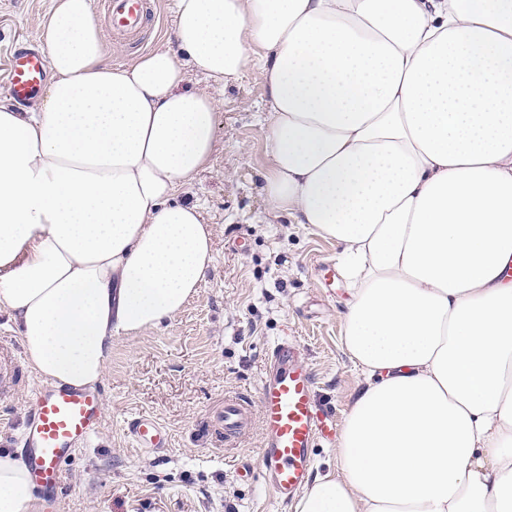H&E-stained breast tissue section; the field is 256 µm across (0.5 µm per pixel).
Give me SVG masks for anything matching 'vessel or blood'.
<instances>
[{
	"mask_svg": "<svg viewBox=\"0 0 512 512\" xmlns=\"http://www.w3.org/2000/svg\"><path fill=\"white\" fill-rule=\"evenodd\" d=\"M112 32L129 43L140 40L148 23L146 0H104ZM7 86L17 102L28 103L41 91L48 61L35 46L12 49L7 59ZM106 418L102 393L43 382L25 412L21 446L35 486L36 512H55L63 489V469L73 452L100 434ZM335 416L316 398L309 363L295 337H281L268 369L262 374L257 403L228 396L214 415L224 430V445L236 447L252 430H259L260 470L281 504H289L309 483L313 450L327 438ZM129 434L137 448L169 447L170 436L149 414L133 418Z\"/></svg>",
	"mask_w": 512,
	"mask_h": 512,
	"instance_id": "vessel-or-blood-1",
	"label": "vessel or blood"
}]
</instances>
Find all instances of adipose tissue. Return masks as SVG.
<instances>
[{"label": "adipose tissue", "mask_w": 512, "mask_h": 512, "mask_svg": "<svg viewBox=\"0 0 512 512\" xmlns=\"http://www.w3.org/2000/svg\"><path fill=\"white\" fill-rule=\"evenodd\" d=\"M176 51L112 67L91 0L40 21L50 78L0 98V306L28 366L101 380L179 313L213 229L178 201L256 65L273 211L336 242L365 383L296 512H512V0H174ZM33 485L0 450V512Z\"/></svg>", "instance_id": "adipose-tissue-1"}]
</instances>
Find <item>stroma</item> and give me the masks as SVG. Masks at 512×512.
<instances>
[{
  "mask_svg": "<svg viewBox=\"0 0 512 512\" xmlns=\"http://www.w3.org/2000/svg\"><path fill=\"white\" fill-rule=\"evenodd\" d=\"M51 6L52 0H0V67L15 45L40 40ZM157 12L142 47L105 37L113 66L174 46L173 0H159ZM266 106L253 69L219 93L209 165L178 195L199 205L212 225L213 262L178 315L113 339L99 383L105 425L67 463L60 512H295L273 501L259 473V432L228 448L213 423L225 396L256 397L283 336L296 337L318 397L345 419L363 381L342 343L348 285L334 241L270 210ZM38 380L17 326L0 309V448L19 451L24 406ZM141 413L167 428V451L132 447L127 422Z\"/></svg>",
  "mask_w": 512,
  "mask_h": 512,
  "instance_id": "obj_1",
  "label": "stroma"
}]
</instances>
